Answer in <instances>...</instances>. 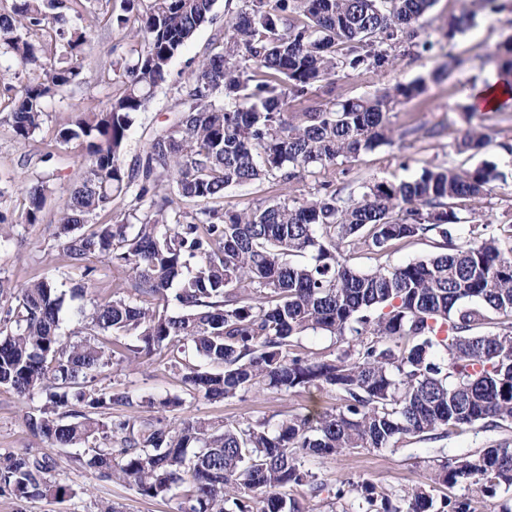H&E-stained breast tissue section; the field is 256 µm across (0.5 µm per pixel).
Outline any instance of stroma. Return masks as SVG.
Wrapping results in <instances>:
<instances>
[{
	"mask_svg": "<svg viewBox=\"0 0 512 512\" xmlns=\"http://www.w3.org/2000/svg\"><path fill=\"white\" fill-rule=\"evenodd\" d=\"M497 2L499 7L494 10L481 6L478 0H435L423 18L420 35L421 40L433 42L432 50L418 55L398 54L394 67L382 73L338 78L334 95H321L324 103L332 97L340 100L367 96L395 83H409L427 76L445 62L447 54H455L464 61L463 67L449 77L429 83L425 94L394 105L387 114L393 130L392 143L345 160L344 172L337 177L338 185L357 191L374 182L397 184L417 177L426 168L467 169L489 162L496 166L499 178L490 194L468 201L467 206L480 224L512 220V107L479 112L469 119L463 114L473 87L497 77L504 59V44L512 39V0ZM122 8V0H95V14L101 24L90 29V41L85 48L87 68L98 70L108 66L110 46L129 50L130 43L122 31L106 24L107 19L121 14ZM224 11V0H217L210 19L173 58L171 82L180 80L196 61L218 45L224 30ZM468 13L474 16L473 25L458 34L449 49H441L438 45L441 26ZM120 85L117 79L109 85L93 79L66 102H48L43 132L23 144L13 135L10 105L0 102V187L7 192L0 209L19 214L25 190L36 178L50 177L53 188L43 222L17 226L10 244L0 248V275L11 282L20 284L44 275L67 283L75 280V273L53 249L57 231L55 210L59 197L82 179L85 167L79 147L73 143L55 144L52 130L74 113L100 107L110 88ZM175 108L176 97L169 85L159 88L129 134L122 156L125 169L136 168L145 143L166 123ZM474 129L489 133L491 145L474 157L458 153L457 142ZM99 381L146 397L161 398L184 392L179 375L156 358L139 360L118 373L105 372ZM40 404V396L23 398L11 388L0 386V456L28 448L46 455L52 463L53 476L70 485L73 495L63 500L47 496L21 502L0 496V512H97L101 500L115 503L121 512H181L182 495L165 499L142 497L131 485L100 477L89 468L75 467L71 462L72 449L54 447L34 436L27 418ZM336 404V394L329 390L302 391L288 396L263 391L241 400L190 399L182 409L172 412L170 418L176 423L186 417L224 421L260 418L274 425L288 414L330 410ZM506 440L512 442V428L489 430L476 425L439 441L414 440L398 448H360L344 456L314 458L309 467L318 481L330 488L345 479L366 480L377 490L389 493L403 486H432L441 460L473 455Z\"/></svg>",
	"mask_w": 512,
	"mask_h": 512,
	"instance_id": "obj_1",
	"label": "stroma"
}]
</instances>
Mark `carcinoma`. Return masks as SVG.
Returning a JSON list of instances; mask_svg holds the SVG:
<instances>
[{
	"label": "carcinoma",
	"mask_w": 512,
	"mask_h": 512,
	"mask_svg": "<svg viewBox=\"0 0 512 512\" xmlns=\"http://www.w3.org/2000/svg\"><path fill=\"white\" fill-rule=\"evenodd\" d=\"M83 2L91 0H10L0 12V96L9 99L19 141L43 128L47 100L63 102L85 82L88 32L68 19ZM136 2L124 0L115 18L137 43L107 69L125 78L121 91L53 133L60 145L79 143L86 162L63 198L54 239L66 266L82 272L71 295L97 287L93 261L103 256L127 277L92 313L74 312L76 341L58 333L64 283L43 276L17 288L0 277V385L22 398L44 396L29 428L56 447H84L77 466L147 498L187 485L182 512H306L292 495L297 487L312 498L355 494L363 512H473L471 499L445 494L437 505L421 486L389 495L346 479L329 490L306 465L309 457L397 448L476 423L512 427V221L475 224L456 206L486 195L496 168H426L397 185H365L357 197L336 190L338 161L392 140L390 105L420 96L427 80L462 60L449 53L427 80L288 111L323 83L332 94L340 72L393 66L392 49L417 45L434 0H239L227 11L221 50L176 86L177 112L129 173L121 156L136 117L216 0H149L141 12ZM470 25L467 15L452 19L443 36L452 40ZM38 35L58 57L46 55ZM491 142L473 131L458 150L474 157ZM308 179L307 197L224 208L231 186L273 181L291 189ZM50 193L49 178L40 177L16 220L0 211V243L17 225L42 223ZM118 198L129 208L96 221ZM460 228L463 237L455 236ZM422 238L438 239L443 252L391 263L392 252ZM359 249L375 260L366 272L349 265ZM309 331L346 348L324 357L297 349ZM153 356L194 400L329 388L339 403L274 427L197 417L174 427L166 413L183 398L143 399L97 383L108 369ZM117 406L144 414L114 415ZM434 483H465L489 498L507 493L512 447L443 461ZM6 492L72 495L49 461L27 450L0 457Z\"/></svg>",
	"instance_id": "1"
}]
</instances>
